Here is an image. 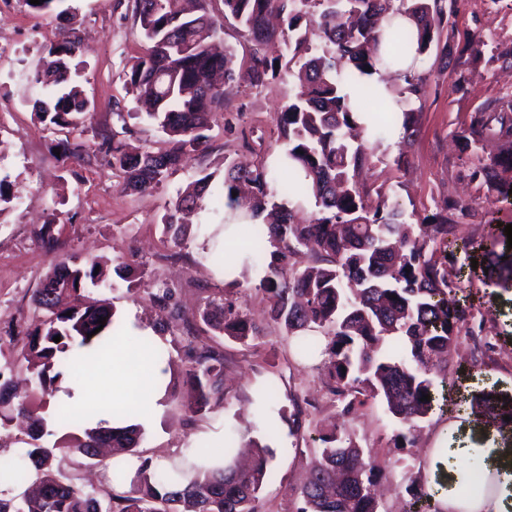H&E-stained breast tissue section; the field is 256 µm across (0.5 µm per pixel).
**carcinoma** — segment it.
Here are the masks:
<instances>
[{"mask_svg": "<svg viewBox=\"0 0 512 512\" xmlns=\"http://www.w3.org/2000/svg\"><path fill=\"white\" fill-rule=\"evenodd\" d=\"M214 0H197L195 14L185 12L182 0H131L128 8L144 41V53L124 72V84L150 106L146 113L167 136V147L153 151L127 150L129 128L121 110L120 127L98 136L93 150L62 139L56 146L62 156L82 161L102 154L123 175L122 189L147 193L162 185L185 157L210 148L204 134L207 116L225 112L224 90L214 78L246 80L261 85L275 77L276 59L257 53L247 68L237 67L235 53L212 51L206 38L220 33L223 23L214 14ZM223 18L245 29L253 41L282 42L288 50L285 70L298 68L299 85L281 110L275 140L289 164L297 168L281 186L264 165H241L224 160L223 191L229 201L245 186L251 189V214L265 211L276 216L270 224H255L246 238V264L263 273L258 290L268 303L270 316L292 339L296 353L307 357L322 336L331 338L323 367L326 387L350 415L370 400L380 401L405 426L396 439L410 442L418 423L435 407L447 402L448 363L455 351L468 313L459 307V274L448 266L455 252L469 253L473 243L456 236L457 224L469 215L459 201H447L424 218L427 231L415 232L404 219L400 204L385 194L378 206H365V186L359 174L372 161L354 112L360 101L375 102L389 113L403 115L401 138L416 132L426 74L407 78L409 96L384 101L361 83L382 64L376 53L377 25L393 7V0H222ZM416 25V54L422 56L447 29L443 0H401ZM286 18L287 27L276 30L269 16ZM53 57L36 82L48 101L37 117L54 130H77L84 122V103L78 86L68 83L75 41L67 36L49 48ZM486 140H497L500 151L478 160L471 178L498 190L512 173V99L486 101L470 117L461 136L460 151L475 152ZM213 175L197 179L192 192L174 204H195L208 192ZM18 189L0 179V213L10 208ZM287 197L314 200L310 220L297 219L285 206ZM164 231L178 245L187 226L165 220ZM309 254L314 266L301 267L297 257ZM98 262L84 264L64 259L40 282L33 297L38 320L23 332L18 364L30 372L34 388L22 395L10 393L0 383V430L15 421L26 424L31 448L27 451L36 472L24 461L0 468V479L26 486L20 495L0 497V512H263V493L269 481L273 450L258 442L250 467L194 464L157 469L143 461L133 475L120 469L102 491L88 490L67 477L57 466V455L78 453L102 462V450L136 453L141 429L88 427V411L58 409L53 424L68 430L69 444L48 448L40 443L47 428L40 402L61 369H89L112 346L115 312L110 299L85 301L88 286L103 283L95 273ZM154 301L166 312L159 324L182 313L174 291L156 289ZM71 315H66V312ZM106 318L100 325L97 320ZM200 317L213 336L246 342L263 332L227 297L215 298ZM188 338L186 376L191 399L183 403L190 416L205 412L213 400L224 399V349L201 336L185 320ZM92 337H87V334ZM60 336V341L53 337ZM430 395V400L422 396ZM483 412L504 422L512 416V400L483 395ZM324 447L314 458L292 512H378L381 469L350 437L331 432L320 437ZM412 494L404 512L431 508L420 478L408 476Z\"/></svg>", "mask_w": 512, "mask_h": 512, "instance_id": "1", "label": "carcinoma"}]
</instances>
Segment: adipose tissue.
Here are the masks:
<instances>
[{
  "label": "adipose tissue",
  "mask_w": 512,
  "mask_h": 512,
  "mask_svg": "<svg viewBox=\"0 0 512 512\" xmlns=\"http://www.w3.org/2000/svg\"><path fill=\"white\" fill-rule=\"evenodd\" d=\"M224 278H239L244 264V231L251 221L242 207H225ZM119 341L112 344V360L94 369L89 378L66 379L54 396L56 405L95 409V422L119 423L116 407L137 405L133 423L147 425L162 410L166 391V364L154 358L163 341L128 308L119 318ZM425 490L437 512H512V441L501 447L477 445L449 447L448 430L440 428L431 448L424 452ZM481 465L482 480L472 484V462Z\"/></svg>",
  "instance_id": "obj_1"
}]
</instances>
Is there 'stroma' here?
<instances>
[{"mask_svg": "<svg viewBox=\"0 0 512 512\" xmlns=\"http://www.w3.org/2000/svg\"><path fill=\"white\" fill-rule=\"evenodd\" d=\"M128 0H60L47 14H35L19 0H0V176L18 189L11 210L0 213V337H9L21 318L32 316V296L40 278L54 261L76 257L97 259L115 289L109 297L118 312L136 307L147 327L160 321L153 304L156 288H175L185 314L198 320L218 288L224 287L220 231L223 214L215 213L213 200L198 203L185 214L190 234L174 245L163 233V223L178 195L201 173L224 175V158L232 156L250 164H270L278 149L277 120L281 107L294 92L287 73L253 86L240 81L230 88L228 108L237 114V133L224 130L223 119L211 122L208 152L192 155L154 192L133 194L120 188L117 171L105 159L73 162L57 159V138L40 122L36 109L45 94L34 75L60 31L75 33V59L80 67L71 81L87 102L82 141L94 143L101 130L116 124L117 112L128 113L133 147H162L166 136L146 118L128 93L122 72L143 52ZM448 29L458 46L481 38L486 46L512 43V0H452ZM420 69L428 78L423 108L415 134L405 140L387 139L374 151L361 179L370 190L369 205H377V192L394 188L409 223H421L437 205L454 197L470 206V215L458 233L477 248L472 256L476 270H463L457 297L474 322L483 326L478 336L461 333L459 349L448 366L452 388L443 409L424 422L416 447H396L400 425L378 402H369L357 414L340 416V405L324 386L320 357L299 359L290 339L270 320L267 304L257 286L259 277L243 273L235 287L237 303L263 333L244 345L221 337L226 358L225 379L230 387L223 402L206 415L188 419L179 408L189 387L185 382L186 342L181 328L166 331L160 350L169 367L163 410L145 429L139 451L159 466L182 456L195 440L224 430L235 431L241 443L264 440L265 428L256 413L262 404L261 388L273 387L276 406L285 412L273 442L274 474L264 493L265 512H289L314 457L315 436L331 425L345 429L376 463L385 467V494L379 512H400L408 500L404 467L423 471L421 451L430 447L440 424L448 426V442L467 441L468 424L460 422L457 406L481 391L512 397V252L486 256L479 250L487 225L512 224V200H498L482 180L469 176L474 157L462 154L459 137L470 116L489 99L512 94V61H475L462 57L443 62L431 50ZM52 225L57 240L48 251L37 238L41 225ZM125 261L142 265L145 275L139 289L117 285L115 267ZM494 275H486V267ZM301 399L302 424L294 426V399Z\"/></svg>", "mask_w": 512, "mask_h": 512, "instance_id": "stroma-1", "label": "stroma"}]
</instances>
